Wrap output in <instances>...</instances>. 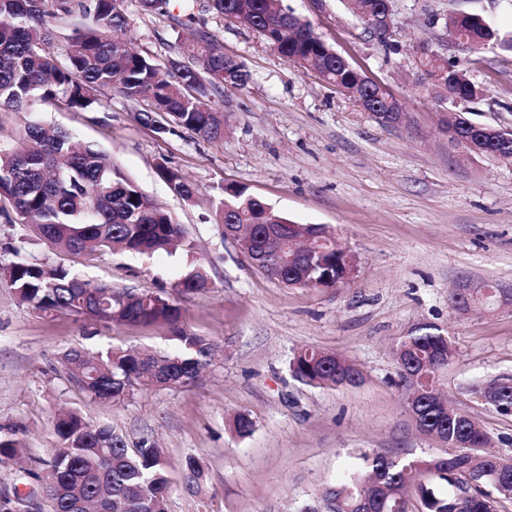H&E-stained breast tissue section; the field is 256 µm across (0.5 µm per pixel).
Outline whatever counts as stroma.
I'll list each match as a JSON object with an SVG mask.
<instances>
[{
	"label": "stroma",
	"mask_w": 512,
	"mask_h": 512,
	"mask_svg": "<svg viewBox=\"0 0 512 512\" xmlns=\"http://www.w3.org/2000/svg\"><path fill=\"white\" fill-rule=\"evenodd\" d=\"M294 14L353 66L398 100L400 125L381 126L317 73L281 56L256 31L201 13L194 32L217 39L251 74L216 98L227 131L222 142L139 123L138 104L103 91L95 111L35 103L45 125L69 130L111 154L122 173L170 210L196 245L134 256L106 250L73 256L48 248L36 230L0 215V246L22 244V257L63 264L84 280L153 292L171 285L192 257L204 258L206 293L181 298L184 321L218 346L197 383L138 391L119 404L92 398L63 360L73 347L170 351L159 325H113L45 314L20 303L0 281V426L26 448L24 466L0 467V491L29 492L28 475L57 445L60 408L106 423L128 443L154 436L167 462L169 512H298L376 451L406 458L439 452L415 431L395 386L393 347L414 325L447 330L456 356L439 378L449 403L477 421L493 448L512 456V415L472 394L474 384L512 374V308L455 314L451 291L493 281L512 288V161L451 147L449 105L421 90L417 50L429 43L471 66L483 95L469 117L512 130V54L473 53L429 20L478 13L512 31V0H393L389 46L366 33L344 0H284ZM132 47L165 64L181 30L177 6L143 14L126 0ZM164 163L196 188L177 198L156 170ZM235 184L298 224H323L354 251L353 281L333 290L288 288L258 270L214 221L212 200ZM303 347L338 352L362 373L354 386L312 387L289 362ZM243 411L253 432L240 437L231 419ZM200 459L198 493L183 488L187 457Z\"/></svg>",
	"instance_id": "35a3bbf8"
}]
</instances>
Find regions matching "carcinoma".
Here are the masks:
<instances>
[{"label": "carcinoma", "mask_w": 512, "mask_h": 512, "mask_svg": "<svg viewBox=\"0 0 512 512\" xmlns=\"http://www.w3.org/2000/svg\"><path fill=\"white\" fill-rule=\"evenodd\" d=\"M125 0H95L92 18L76 24L56 52L47 50L55 37L52 22L60 14L85 9L82 0H0V107L20 114L22 131L16 144L0 145V213L8 221L34 226L53 249L90 254L122 249L132 254L170 251L176 246L191 254L193 242L183 225L163 210L112 161V156L91 147H77L71 134L49 130L29 111L37 102L62 103L68 108H96L95 92L109 89L146 103L136 114L139 122L152 118L159 133L167 122L201 138L224 140L226 119L214 99L224 87L246 86L251 78L236 58L224 54L211 36H177L178 51L167 60V77L149 57L127 46ZM365 28L386 41L379 16L384 0H365ZM234 20L263 36L278 52L315 70L328 84L360 100L386 126L400 113L399 103L365 84L357 69L328 46L311 22L283 5V0H180L178 8L188 21L195 8ZM448 36L474 51L487 46L512 52V32L503 33L472 13ZM422 75L436 88L447 90L444 100H478L482 90L471 70L440 54L420 59ZM166 118L162 123L156 117ZM474 139L482 154L497 157L512 153V130L498 136L476 131L456 120L448 142L466 148ZM159 175L172 192L190 203L194 186L180 172L163 164ZM215 223L224 238L247 232L256 225L254 249L279 268V283L287 287H336L359 263V257L336 247L320 224H294L246 188H221L213 203ZM15 217H10V214ZM6 250L18 260L0 266V280L17 299L42 312L68 314L115 325L165 324L175 350L164 356L135 353L112 347L95 356L73 347L64 360L72 377L92 397L120 403L134 391L192 386L209 364L215 345L187 329L176 296L204 293L211 281L205 266L191 263L173 284L142 293L114 288L108 283L81 280L61 264L30 262L12 244ZM464 306L492 312L512 305L496 282H486ZM448 333L432 323H421L397 344L395 360L399 386L405 393L410 421L421 434L432 436L443 452L402 460L373 452L364 457L363 470L328 487L301 512H497L499 499L512 500V456L487 451L489 436L468 415L442 406L436 388L440 371L455 358ZM298 381L310 386H347L360 381L358 369L343 356L307 347L290 360ZM475 393L497 412L512 413V375H500L474 386ZM232 429L240 437L252 433L246 412L234 415ZM58 444L39 460V500L34 512H168L170 484L165 461L150 435L129 447L112 426L86 419L70 410L54 420ZM24 456L11 434H0V467ZM186 489L200 484L204 471L199 459L184 463Z\"/></svg>", "instance_id": "1"}]
</instances>
